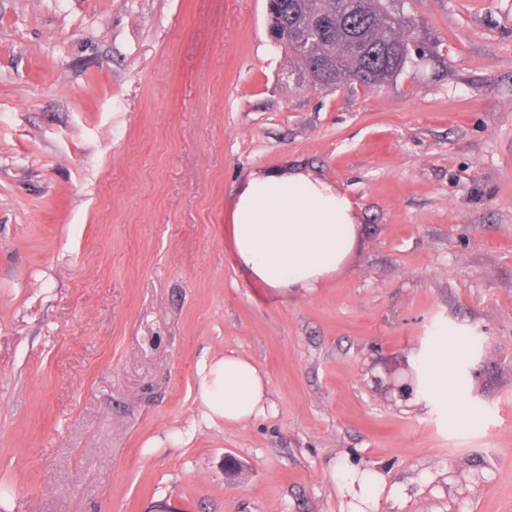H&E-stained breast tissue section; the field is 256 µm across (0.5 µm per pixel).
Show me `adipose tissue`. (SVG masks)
<instances>
[{
  "mask_svg": "<svg viewBox=\"0 0 512 512\" xmlns=\"http://www.w3.org/2000/svg\"><path fill=\"white\" fill-rule=\"evenodd\" d=\"M228 226L233 255L255 283L310 291L349 260L359 242L352 200L333 184L295 172L251 176ZM202 416L237 425L270 414L268 381L250 358L227 353L198 372Z\"/></svg>",
  "mask_w": 512,
  "mask_h": 512,
  "instance_id": "1",
  "label": "adipose tissue"
}]
</instances>
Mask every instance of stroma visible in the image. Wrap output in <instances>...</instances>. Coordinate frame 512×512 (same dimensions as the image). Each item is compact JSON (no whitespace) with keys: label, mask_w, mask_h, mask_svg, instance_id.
I'll return each mask as SVG.
<instances>
[{"label":"stroma","mask_w":512,"mask_h":512,"mask_svg":"<svg viewBox=\"0 0 512 512\" xmlns=\"http://www.w3.org/2000/svg\"><path fill=\"white\" fill-rule=\"evenodd\" d=\"M393 9L403 72L326 89L267 0H0V512H512V0ZM266 172L356 207L313 291L228 246ZM457 334L452 419L423 362ZM226 352L273 414L202 421Z\"/></svg>","instance_id":"obj_1"}]
</instances>
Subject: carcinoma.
<instances>
[{"instance_id": "cac0c4a2", "label": "carcinoma", "mask_w": 512, "mask_h": 512, "mask_svg": "<svg viewBox=\"0 0 512 512\" xmlns=\"http://www.w3.org/2000/svg\"><path fill=\"white\" fill-rule=\"evenodd\" d=\"M268 31L297 66L288 76L314 87L379 86L411 56V19L390 0H268Z\"/></svg>"}]
</instances>
